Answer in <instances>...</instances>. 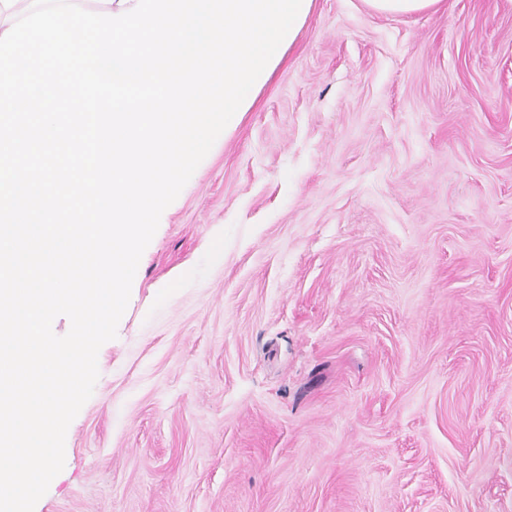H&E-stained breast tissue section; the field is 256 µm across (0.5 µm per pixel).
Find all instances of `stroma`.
Instances as JSON below:
<instances>
[{
    "mask_svg": "<svg viewBox=\"0 0 512 512\" xmlns=\"http://www.w3.org/2000/svg\"><path fill=\"white\" fill-rule=\"evenodd\" d=\"M447 2L314 0L35 512H512V0ZM371 11L377 14L410 16L444 7L445 0H365Z\"/></svg>",
    "mask_w": 512,
    "mask_h": 512,
    "instance_id": "35a3bbf8",
    "label": "stroma"
}]
</instances>
